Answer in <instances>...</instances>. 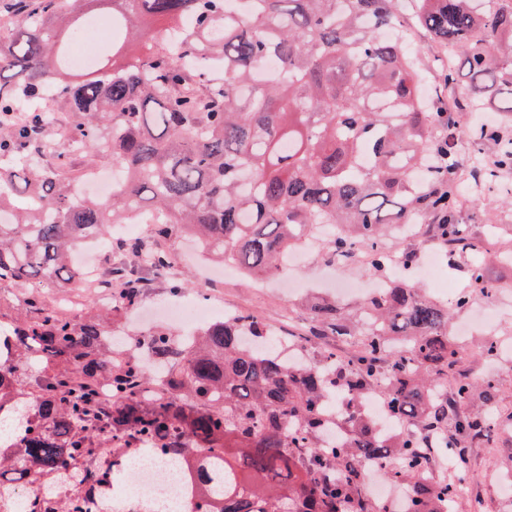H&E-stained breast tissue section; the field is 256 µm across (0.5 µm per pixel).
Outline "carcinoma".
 <instances>
[{
  "label": "carcinoma",
  "instance_id": "cac0c4a2",
  "mask_svg": "<svg viewBox=\"0 0 512 512\" xmlns=\"http://www.w3.org/2000/svg\"><path fill=\"white\" fill-rule=\"evenodd\" d=\"M97 0H0L14 20L0 33V283L23 288L20 308L0 311V477L75 493L56 503L32 496L29 512H85L93 497L109 512L112 480L137 448L179 463L192 512H394L361 491L366 464L406 487L403 512H448L455 486L431 477L432 455L470 468L468 449L495 425L498 382L455 371L452 313L497 285L478 260L469 289L451 306L394 283L359 302L360 321L337 301L312 305L316 336L359 341L338 360L329 347L310 365L283 363L259 319L236 313L186 342L168 331L127 349L108 334L134 305L147 266L169 276L170 253L139 239L129 262L107 268L117 305L73 317L46 305L42 287L72 291L82 245L107 239L132 213H164L155 236L186 228L207 252L245 274L272 277L284 256L321 224L328 261L367 252L366 267L389 276L383 240L395 224H418L449 261L496 251L512 263V225L483 235L460 222L462 164L448 111L490 103L512 112V0H419L418 26L435 44L465 50L440 68L422 103L415 57L396 0H108L112 58L121 67L68 81L66 43L87 31ZM169 24L176 47L155 49L151 30ZM54 89L81 148L95 165L112 141L124 178L112 198L78 199L75 178L46 157L55 113L20 108ZM476 153L496 183L512 171V124L477 123ZM169 378L166 395L138 356ZM453 374L452 389L438 379ZM380 386L390 419L414 434H384L364 411ZM341 395L345 439L329 447L328 398Z\"/></svg>",
  "mask_w": 512,
  "mask_h": 512
}]
</instances>
